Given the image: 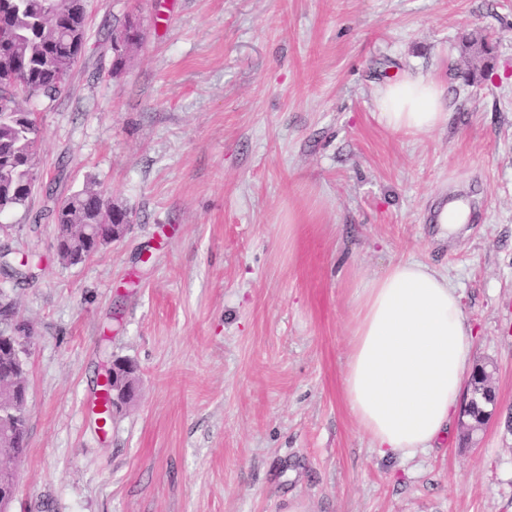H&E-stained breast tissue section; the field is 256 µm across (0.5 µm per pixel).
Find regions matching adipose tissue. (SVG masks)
I'll return each mask as SVG.
<instances>
[{"label": "adipose tissue", "mask_w": 512, "mask_h": 512, "mask_svg": "<svg viewBox=\"0 0 512 512\" xmlns=\"http://www.w3.org/2000/svg\"><path fill=\"white\" fill-rule=\"evenodd\" d=\"M379 122L397 133L444 127V90L407 73L374 96ZM343 394L350 414L381 457L435 448L448 430L467 379L474 328L447 276L400 259L362 281L355 299Z\"/></svg>", "instance_id": "1"}]
</instances>
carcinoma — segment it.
<instances>
[{
	"mask_svg": "<svg viewBox=\"0 0 512 512\" xmlns=\"http://www.w3.org/2000/svg\"><path fill=\"white\" fill-rule=\"evenodd\" d=\"M86 30L79 0H0V170L9 167V186H0V214L23 206L37 179V129L24 104L53 98L66 89L67 77L85 48ZM106 197L91 187L59 200L55 213L59 256L79 263L112 242L102 224ZM0 273L17 281L30 269L14 265L0 253ZM31 333L17 320L13 303L0 306V334ZM0 386L15 397L26 391L25 374L14 368V355L0 354ZM0 442L13 456L23 453L27 439L11 423H0Z\"/></svg>",
	"mask_w": 512,
	"mask_h": 512,
	"instance_id": "obj_1",
	"label": "carcinoma"
}]
</instances>
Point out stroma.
I'll use <instances>...</instances> for the list:
<instances>
[{
  "instance_id": "1",
  "label": "stroma",
  "mask_w": 512,
  "mask_h": 512,
  "mask_svg": "<svg viewBox=\"0 0 512 512\" xmlns=\"http://www.w3.org/2000/svg\"><path fill=\"white\" fill-rule=\"evenodd\" d=\"M408 71L441 83L446 127L378 122ZM32 109L40 182L0 216V250L41 256L0 277L34 334L10 512H512V0H88L66 90ZM87 186L133 226L70 265L49 212ZM399 258L448 274L496 396L406 461L342 391L355 291ZM112 355L137 383L102 430Z\"/></svg>"
}]
</instances>
